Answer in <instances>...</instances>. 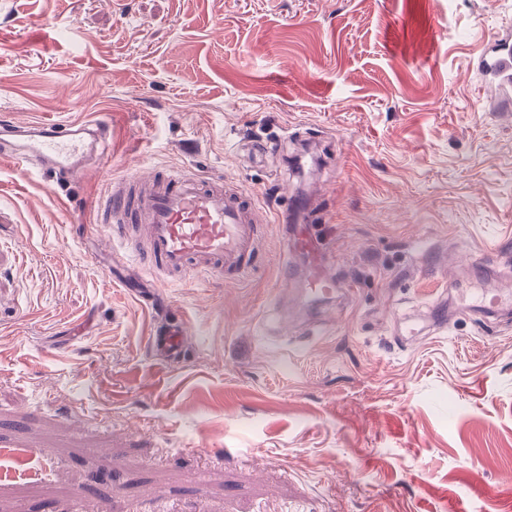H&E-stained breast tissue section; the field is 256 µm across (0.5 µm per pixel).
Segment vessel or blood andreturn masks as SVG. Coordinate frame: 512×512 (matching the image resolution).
Instances as JSON below:
<instances>
[{
  "label": "vessel or blood",
  "instance_id": "b4317fda",
  "mask_svg": "<svg viewBox=\"0 0 512 512\" xmlns=\"http://www.w3.org/2000/svg\"><path fill=\"white\" fill-rule=\"evenodd\" d=\"M486 86L512 94V36L487 42L475 57ZM111 126L104 120L60 123H17L0 119V157L14 160L23 171L54 170L71 177L83 175L89 158L103 156ZM102 223L113 238H126L130 225H144L147 245L135 257L154 267L166 280L190 275L220 274L231 280L249 273L259 241V227L269 217L237 184L202 178L191 171L160 174L152 169L135 172L116 182L102 198ZM305 252L312 266L305 272V296L317 300L334 296L336 283L326 271L317 241L298 231L285 239L282 257ZM183 327L166 329L152 347L169 359L184 350Z\"/></svg>",
  "mask_w": 512,
  "mask_h": 512
}]
</instances>
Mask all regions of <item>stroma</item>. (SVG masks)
<instances>
[{
  "instance_id": "35a3bbf8",
  "label": "stroma",
  "mask_w": 512,
  "mask_h": 512,
  "mask_svg": "<svg viewBox=\"0 0 512 512\" xmlns=\"http://www.w3.org/2000/svg\"><path fill=\"white\" fill-rule=\"evenodd\" d=\"M509 30L512 0H0V114L112 125L75 180L0 158V512H512V301L474 296L512 290V111L473 68ZM140 168L294 211L338 292L283 290L284 224L232 284L114 267L93 203ZM184 336L187 333L183 327L167 328L162 336H155L152 348L170 360L177 359L184 350Z\"/></svg>"
}]
</instances>
